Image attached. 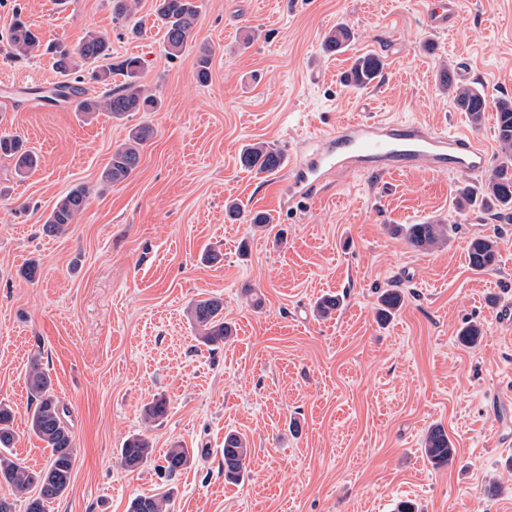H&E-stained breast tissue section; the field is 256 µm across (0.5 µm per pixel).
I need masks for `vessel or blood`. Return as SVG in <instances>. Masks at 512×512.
Wrapping results in <instances>:
<instances>
[{
    "label": "vessel or blood",
    "instance_id": "obj_1",
    "mask_svg": "<svg viewBox=\"0 0 512 512\" xmlns=\"http://www.w3.org/2000/svg\"><path fill=\"white\" fill-rule=\"evenodd\" d=\"M468 178L485 175L489 155L475 135L433 131L414 122L379 116L355 117L313 137L293 154L285 179L276 184V210H292L316 199L328 176L357 170L380 177L417 168Z\"/></svg>",
    "mask_w": 512,
    "mask_h": 512
}]
</instances>
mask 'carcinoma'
<instances>
[{
  "mask_svg": "<svg viewBox=\"0 0 512 512\" xmlns=\"http://www.w3.org/2000/svg\"><path fill=\"white\" fill-rule=\"evenodd\" d=\"M131 0H112V20L126 23L132 19ZM200 14L199 0H155L154 21L163 30L167 54L176 58L193 38V31ZM353 40L352 31L339 24L323 39V49L334 54L346 50ZM5 56L12 60L27 58L40 51L42 43L38 34L21 18H16L5 34L0 36ZM54 65L64 80L53 88L52 95L63 101L75 103L76 111L91 119L103 112L120 120L132 112H148L160 108L159 100L147 93L139 82L140 61L127 57L112 62L109 37L101 32L89 31L72 46L57 44L49 48ZM211 51L203 47L197 57L196 78L204 83L209 78ZM386 63L376 53H363L353 59L345 75V82L354 88H365L382 77ZM452 70L442 72V87L448 91L457 109L468 114L471 123L480 127L484 112H496L495 137L498 143L497 166L477 189L463 190L457 200V209L464 212L472 207L482 208L497 218L512 215V97H499L489 101L485 91L476 84H468L450 77ZM123 77L121 83L108 90L101 99L84 97V78L104 85L112 76ZM149 125H139L128 131L125 141L112 152V158L102 174L107 184L118 183L129 177L139 166L143 148L154 138ZM0 155L15 159L17 172L24 174L38 165L36 154L25 149L22 140L11 135H0ZM284 156L263 142L244 145L239 154L243 170L257 174L272 173L283 165ZM88 205V192L83 186L70 189L56 202L42 228L57 234L76 223ZM453 225L442 221L422 224H397L391 228L394 235L403 237L417 249H430L448 240ZM499 252L498 236H481L471 239L468 259L475 272H487L496 266ZM405 296L397 289H387L378 298L377 319L386 323L401 308ZM341 305V298L325 295L316 303V313L329 318ZM192 326L199 341L206 346H218L231 337V327L224 322V301L219 297L195 300L188 310ZM26 384L35 409L29 420L30 430L45 443L50 457L47 466L34 471L11 458L14 443L12 409L0 404V483L13 490L14 501L0 497V512H16V500L25 498V512H46V504L62 496L68 489L75 463L74 437L68 422L69 409L55 395L51 376L39 365L31 362L26 373ZM168 411L167 401L157 397L142 409V420L147 424L162 421ZM423 454L435 467L451 464L456 448L441 427H434L426 434L422 444ZM250 448L247 438L229 432L224 436V479L237 482L246 470ZM152 455L148 437L134 434L120 449V465L134 471L147 463ZM190 460V450L177 445L164 455L161 469L172 477ZM171 494L138 495L129 505L128 512H169Z\"/></svg>",
  "mask_w": 512,
  "mask_h": 512,
  "instance_id": "obj_1",
  "label": "carcinoma"
}]
</instances>
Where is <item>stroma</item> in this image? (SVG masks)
<instances>
[{"mask_svg": "<svg viewBox=\"0 0 512 512\" xmlns=\"http://www.w3.org/2000/svg\"><path fill=\"white\" fill-rule=\"evenodd\" d=\"M153 4L137 0L146 26L135 34L113 22L112 0H0V33L18 11L46 42L105 33L114 59H141L139 81L162 101L121 120H87L63 101L43 109L38 89L60 79L51 56L0 55V135L40 158L21 176L0 157V402L14 411V454L35 471L49 451L27 426L32 358L70 409L76 460L47 512H127L133 496L166 491L170 512H393L405 499L421 512H512V322L498 316L512 302V221L457 213L470 180L422 168L383 179L347 171L310 205L274 212L277 173L238 163L244 144L285 152L365 104L430 129L469 127L439 73L512 97V0H458L447 31L426 26L429 0H199L195 37L175 59ZM339 23L355 34L352 50L325 55L322 38ZM367 51L384 58V79L346 86L351 55ZM143 123L155 136L139 167L103 184L113 150ZM78 185L90 190L84 213L45 234ZM231 200L272 212L279 235L230 222ZM432 220L459 227L430 250L390 232ZM492 233L497 266L475 272L468 244ZM210 250L220 262L204 261ZM388 288L406 301L382 326ZM327 294L344 302L322 319L314 306ZM211 296L235 329L215 349L187 316ZM468 322L483 331L469 347L457 340ZM160 396L168 414L145 428L142 407ZM436 425L457 450L441 468L421 449ZM141 431L154 454L130 472L119 451ZM230 431L250 446L236 485L224 480ZM176 444L196 454L169 478L160 467Z\"/></svg>", "mask_w": 512, "mask_h": 512, "instance_id": "obj_1", "label": "stroma"}]
</instances>
